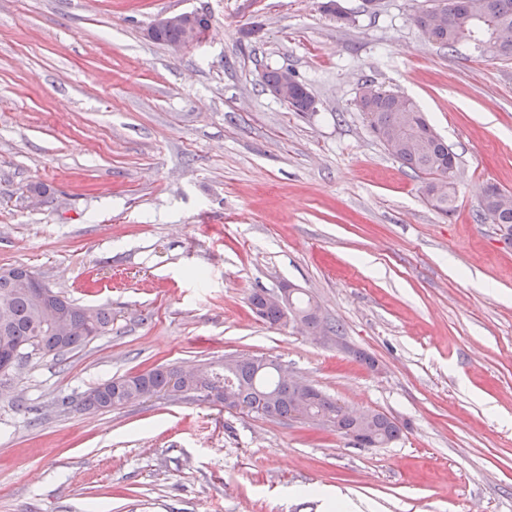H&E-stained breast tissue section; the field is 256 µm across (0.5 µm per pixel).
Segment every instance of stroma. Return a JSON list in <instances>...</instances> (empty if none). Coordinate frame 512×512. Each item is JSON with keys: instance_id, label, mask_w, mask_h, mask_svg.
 Segmentation results:
<instances>
[{"instance_id": "stroma-1", "label": "stroma", "mask_w": 512, "mask_h": 512, "mask_svg": "<svg viewBox=\"0 0 512 512\" xmlns=\"http://www.w3.org/2000/svg\"><path fill=\"white\" fill-rule=\"evenodd\" d=\"M322 3L0 0V267L112 309L0 393V512H512V243L474 219L487 185L512 191V59L426 41L430 0H338L343 20ZM194 10L198 46L148 38ZM268 67L314 114L263 91ZM367 80L456 154L451 216L370 134ZM288 286L345 349L255 316L250 295ZM229 355L283 362L400 435L363 448L201 397L81 407L111 378Z\"/></svg>"}]
</instances>
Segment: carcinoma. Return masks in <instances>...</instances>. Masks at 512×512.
I'll list each match as a JSON object with an SVG mask.
<instances>
[{
    "label": "carcinoma",
    "instance_id": "carcinoma-1",
    "mask_svg": "<svg viewBox=\"0 0 512 512\" xmlns=\"http://www.w3.org/2000/svg\"><path fill=\"white\" fill-rule=\"evenodd\" d=\"M437 6L447 11L446 27L434 33L435 43L453 49L468 45L480 57L512 58V0H435L431 6L413 17L421 26ZM156 43L172 46L182 42L185 29L169 26L149 34ZM410 112L403 114L397 94L379 90V98L362 111L370 132L403 168L426 176L424 193L431 206L441 215L455 210L457 160L448 144L434 131L419 105L407 98ZM481 224H494L503 235L512 239V192L497 186L488 187L476 212ZM24 266L0 268V376L7 377L8 359L3 347L28 349L27 359L36 356L57 357L92 340L90 331L99 336L112 324V312L106 306L88 308L59 294L54 303L61 312L65 326L51 329L42 326L43 310L38 299L21 281ZM250 304L257 315L274 325L285 311L266 299V293L255 292ZM206 377L210 394L224 402V390L231 389L237 407L270 419L287 420L299 408L320 420L336 418L340 403L319 390L306 398L281 384L276 361L263 357H245L235 366L219 364L198 370ZM195 384L193 373L182 368L160 365L143 374L113 378L85 396L81 408L117 409L144 393L149 395L176 392ZM373 433L384 441L398 438L399 426L387 415L377 413Z\"/></svg>",
    "mask_w": 512,
    "mask_h": 512
}]
</instances>
